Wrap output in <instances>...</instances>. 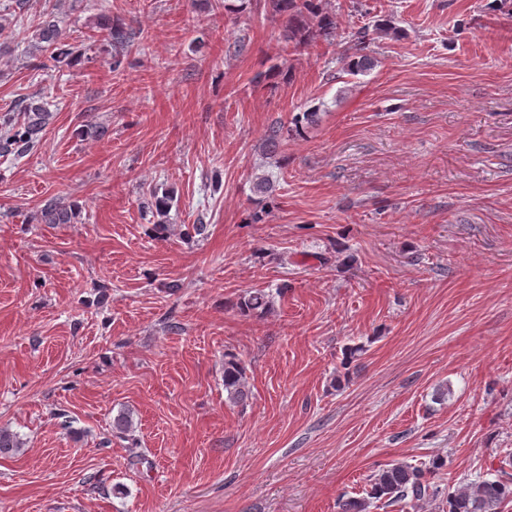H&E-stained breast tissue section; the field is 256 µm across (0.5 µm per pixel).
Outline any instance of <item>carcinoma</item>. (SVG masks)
<instances>
[{
  "label": "carcinoma",
  "instance_id": "1",
  "mask_svg": "<svg viewBox=\"0 0 512 512\" xmlns=\"http://www.w3.org/2000/svg\"><path fill=\"white\" fill-rule=\"evenodd\" d=\"M28 0H10L0 8V35L10 28L16 12L26 9ZM263 10L271 16L286 18L287 30L284 39L297 45H308L318 39L330 41L336 37V16L327 11L322 0H261ZM92 37L101 38L112 45V65L117 68L135 39V33L127 30L122 23L102 13ZM34 47L50 54L58 68H69L77 61L76 51L65 41L60 22L50 15L34 27ZM367 32L362 29L352 34L347 68L352 74L359 73L371 65L364 54ZM50 110L43 102L33 99L22 101L19 109L0 119L4 134H0V155L25 154L32 152L42 141L48 127ZM288 136L284 126L273 125L266 135V146L278 151L284 148ZM45 220L50 224H68L72 210L50 200L43 209ZM269 301L265 295L254 294L240 302L245 314L263 313ZM224 390L227 400L233 404L248 398L245 368L233 354H224ZM22 448L20 438L13 433L0 430V455L14 454ZM444 467L441 459L428 466L412 465L396 461L369 476V490L366 498L349 497L339 502L340 512H368L372 500L377 499L390 505L409 499L425 503L437 496V487L430 481V474ZM512 502V474L500 468L494 479L480 477L457 486L448 493L447 512H504Z\"/></svg>",
  "mask_w": 512,
  "mask_h": 512
}]
</instances>
